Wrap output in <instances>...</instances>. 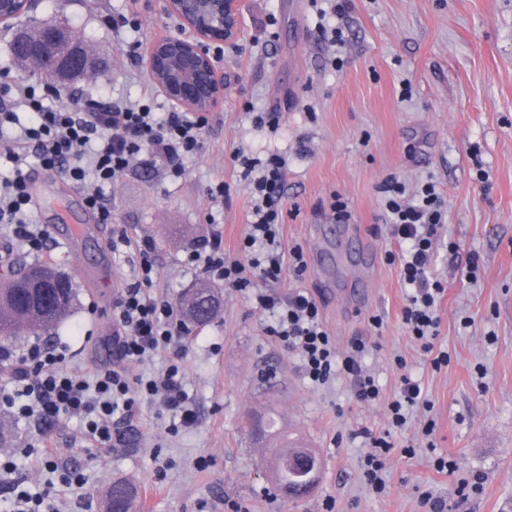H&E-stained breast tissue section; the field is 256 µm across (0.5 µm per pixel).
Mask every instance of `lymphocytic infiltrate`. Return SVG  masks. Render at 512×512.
Segmentation results:
<instances>
[{"instance_id":"lymphocytic-infiltrate-1","label":"lymphocytic infiltrate","mask_w":512,"mask_h":512,"mask_svg":"<svg viewBox=\"0 0 512 512\" xmlns=\"http://www.w3.org/2000/svg\"><path fill=\"white\" fill-rule=\"evenodd\" d=\"M4 94L15 106L25 107L31 119L28 126L0 138V155L18 162L34 156L44 169L84 188L87 206L105 224L112 221V209L99 191L101 185L115 182L134 167L166 178L181 177L185 160L201 150L209 130L207 115L173 111L160 116L148 98L76 112L64 103L46 105L29 84L5 88ZM233 159L242 165L257 197L250 231L234 254L225 252L221 233L211 234L187 252L185 264L238 291L252 293L261 310L272 312L275 323L269 328L271 335L296 352L302 372L313 386H325L343 377L349 380L356 402L373 403L380 396V386L363 364L367 349L363 339L337 351L336 338L323 325L311 294L297 289L279 296L255 290L256 282L281 281L288 269L303 275L307 262L301 247L287 249L282 242L285 158L272 154L260 161L237 151ZM381 191L387 233L399 246L398 251L386 252L385 259L400 267L406 294L402 321L434 368L448 366L447 351L435 346L439 303L445 289L432 270L438 230L445 222L444 200L431 181L423 183L410 201L405 200L406 188L396 178L386 180ZM0 224L10 228L28 253L47 252L49 235L34 220V202L23 170H16L11 180L0 183ZM129 247L135 250L139 272L112 305L117 326L112 338L113 364L90 377L78 375L63 368L65 346L33 341L20 358L12 389L0 390V406L17 417L36 416L45 422L62 416L81 417L90 439L102 445L112 439L113 419L132 420L144 402L159 403L178 417L182 427L195 424L197 413L179 364L172 362L137 375L128 370L129 364L144 362L159 351L180 353L188 333L171 304L149 293L156 275L154 240L147 236L131 239L124 229L113 236V251L119 253ZM396 364L402 375L398 391L386 405L387 433L371 438V449L361 459L362 479L378 495L387 489L383 473L393 447L391 434L405 428L411 411L431 406L420 383L406 372L405 360L397 359ZM0 482L16 490L8 512H60L54 485L36 493L25 490L24 480L12 463H0Z\"/></svg>"}]
</instances>
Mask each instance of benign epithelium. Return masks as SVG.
I'll return each instance as SVG.
<instances>
[{
	"instance_id": "1",
	"label": "benign epithelium",
	"mask_w": 512,
	"mask_h": 512,
	"mask_svg": "<svg viewBox=\"0 0 512 512\" xmlns=\"http://www.w3.org/2000/svg\"><path fill=\"white\" fill-rule=\"evenodd\" d=\"M31 0H0V27L8 29L25 15ZM166 13L176 20L178 36H163L145 49V63L156 87L179 110L206 113L224 99V76L213 49H234L242 38V0H164ZM14 53L38 70H70L82 59L79 49L33 55L19 41Z\"/></svg>"
}]
</instances>
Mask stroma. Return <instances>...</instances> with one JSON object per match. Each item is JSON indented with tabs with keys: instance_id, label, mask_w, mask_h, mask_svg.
Masks as SVG:
<instances>
[{
	"instance_id": "stroma-1",
	"label": "stroma",
	"mask_w": 512,
	"mask_h": 512,
	"mask_svg": "<svg viewBox=\"0 0 512 512\" xmlns=\"http://www.w3.org/2000/svg\"><path fill=\"white\" fill-rule=\"evenodd\" d=\"M131 10L138 29L112 32L108 18ZM36 16L66 23L94 59V71L66 82L69 104L83 109L103 96L149 93L156 111L171 109L162 93H151L143 60L124 50L174 29L163 0H39ZM242 30L238 47L220 60L224 101L210 113L200 153L182 178L137 170L105 187L111 223H100L83 193L35 158L26 163L39 179L37 222L62 233L85 227L74 248L58 238L40 257L75 288L70 317L50 336L67 346L69 371L89 375L112 362V302L138 273L133 253L102 251L114 225L156 241L158 296L175 305L203 284L219 295L218 315L190 326L182 350L196 424L169 433L170 416L145 403L111 449L92 452L78 418L39 423L0 409V432L8 436L0 460L13 459L26 487L41 486L50 471L21 450L33 438L51 441L86 481L79 491L58 486L61 512H104L116 481L136 489L135 512H230L234 502L247 512H425L428 490L446 500L447 512H512V0H302L298 8L291 0H244ZM12 38V30L0 29V85L53 87L13 57ZM250 106L278 113V127L255 126ZM238 149L288 161L284 246L312 254L333 221L332 203H345L349 220L339 227L330 264H309L299 278L286 273L281 286L315 296L339 348L366 341L380 400L356 404L344 378L312 387L297 355L269 335L268 313L184 265L196 241L218 231L233 253L248 230L250 189L232 161ZM392 176L411 191L434 180L447 208L433 268L446 288L436 344L451 361L439 371L408 337L398 268L383 260L391 242L379 188ZM220 181L228 192L215 208L207 190ZM473 253L479 270L471 282L462 271ZM374 315L383 319L381 330L369 325ZM398 356L431 400L427 415L436 430L422 437L427 415L418 411L394 435L388 492L377 497L362 481L360 459L368 434L386 428L385 401L400 385ZM268 419L321 458L303 499L272 488L277 444L260 428ZM409 444L415 454L403 453ZM438 456L456 462V471L437 473ZM475 472L486 482L459 502V480Z\"/></svg>"
}]
</instances>
